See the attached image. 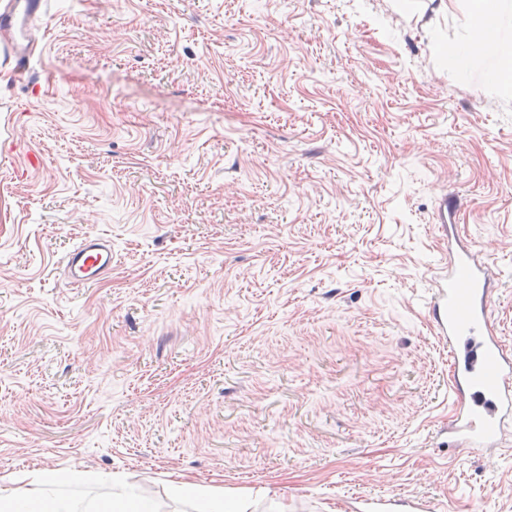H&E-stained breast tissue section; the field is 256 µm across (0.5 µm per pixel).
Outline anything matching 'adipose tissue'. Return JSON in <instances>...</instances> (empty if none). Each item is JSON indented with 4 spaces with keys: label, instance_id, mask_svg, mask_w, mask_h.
<instances>
[{
    "label": "adipose tissue",
    "instance_id": "adipose-tissue-1",
    "mask_svg": "<svg viewBox=\"0 0 512 512\" xmlns=\"http://www.w3.org/2000/svg\"><path fill=\"white\" fill-rule=\"evenodd\" d=\"M73 481L67 472L33 469L0 487V505L6 512H78V503L66 492ZM103 482L111 505L119 512H159L155 500L125 478L112 474ZM173 492L191 502L194 512H248L250 508L247 500H225L223 494L189 480L177 481Z\"/></svg>",
    "mask_w": 512,
    "mask_h": 512
}]
</instances>
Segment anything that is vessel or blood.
I'll return each instance as SVG.
<instances>
[{"mask_svg": "<svg viewBox=\"0 0 512 512\" xmlns=\"http://www.w3.org/2000/svg\"><path fill=\"white\" fill-rule=\"evenodd\" d=\"M46 12L47 0H0V53L19 81L30 78L36 29ZM62 272L78 287L108 277L111 240L85 236L66 254ZM494 281L488 260L449 242L431 304L436 334L447 341L453 360L448 441L472 453L498 447L505 424L512 422V354L504 349L492 317Z\"/></svg>", "mask_w": 512, "mask_h": 512, "instance_id": "obj_1", "label": "vessel or blood"}]
</instances>
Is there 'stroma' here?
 <instances>
[{
    "label": "stroma",
    "mask_w": 512,
    "mask_h": 512,
    "mask_svg": "<svg viewBox=\"0 0 512 512\" xmlns=\"http://www.w3.org/2000/svg\"><path fill=\"white\" fill-rule=\"evenodd\" d=\"M476 0H48L0 61V478L121 472L252 512H512V427L448 445L428 302L454 231L512 352V95ZM88 233L112 274L60 273ZM173 493L188 500L194 512H248L250 504L246 499L224 502V494L207 490L196 482L179 480L173 485Z\"/></svg>",
    "instance_id": "35a3bbf8"
}]
</instances>
